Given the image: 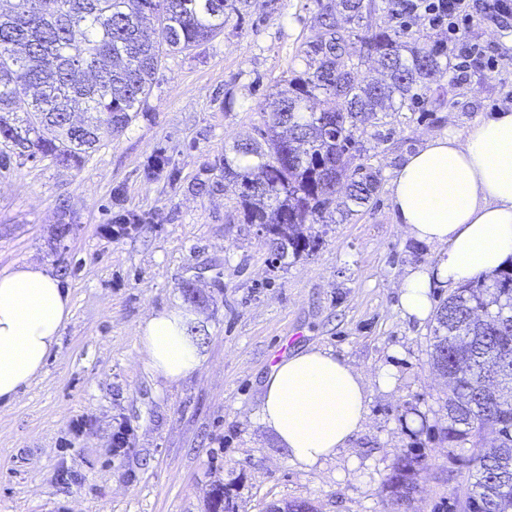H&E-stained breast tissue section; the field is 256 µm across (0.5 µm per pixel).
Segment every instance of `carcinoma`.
<instances>
[{
    "mask_svg": "<svg viewBox=\"0 0 512 512\" xmlns=\"http://www.w3.org/2000/svg\"><path fill=\"white\" fill-rule=\"evenodd\" d=\"M251 0H0V170L19 159L81 165L102 138L120 134L153 88L163 59L224 32ZM375 0H327L301 46L307 68L272 95L258 138L233 143L221 178L235 186L244 222L268 230L279 260L314 247L307 230L345 198V214L377 194L356 133L380 112H410L443 74L447 47L420 46L406 30L363 25ZM361 44L359 55L347 42ZM372 60L388 76L361 73ZM432 367L448 388L450 443H471L474 472L448 512H512V267L462 283L435 314ZM405 457L390 483V512L412 500Z\"/></svg>",
    "mask_w": 512,
    "mask_h": 512,
    "instance_id": "obj_1",
    "label": "carcinoma"
}]
</instances>
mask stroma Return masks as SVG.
<instances>
[{
	"label": "stroma",
	"instance_id": "35a3bbf8",
	"mask_svg": "<svg viewBox=\"0 0 512 512\" xmlns=\"http://www.w3.org/2000/svg\"><path fill=\"white\" fill-rule=\"evenodd\" d=\"M319 11L318 0H253L245 20L166 56L138 116L79 168L26 160L0 173V272L38 261L72 296L43 374L0 406V512H211L219 484L234 512L292 500L316 512H388L406 456L421 459L408 512H443L462 497L472 450L444 437L434 321L405 317L398 300L407 270L433 265L444 248L396 224L389 195L395 169L428 139L512 107V27L475 22L468 36L495 68H447L428 103L367 125L359 159L379 192L355 215L315 225L312 250L276 262L234 186L207 195L196 182L225 146L256 136L270 95L304 70L299 49ZM160 150L169 169L147 179ZM119 212L140 222L113 237ZM173 308L191 314L204 355L177 381L151 371L138 338L150 314ZM312 346L362 373L367 414L347 447L301 470L259 422L261 385L270 366ZM386 367L387 389L376 381ZM120 424L130 436L116 453Z\"/></svg>",
	"mask_w": 512,
	"mask_h": 512
}]
</instances>
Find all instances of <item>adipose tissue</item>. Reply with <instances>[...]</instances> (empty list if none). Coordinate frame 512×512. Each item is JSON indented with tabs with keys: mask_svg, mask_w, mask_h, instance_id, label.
Here are the masks:
<instances>
[{
	"mask_svg": "<svg viewBox=\"0 0 512 512\" xmlns=\"http://www.w3.org/2000/svg\"><path fill=\"white\" fill-rule=\"evenodd\" d=\"M390 205L411 237L447 248L436 265L411 270L399 285L404 315L423 320L434 284L454 287L512 260V108L407 156L394 173ZM71 313L69 290L46 265L0 273V403L14 402L43 373ZM188 319L164 310L138 329L147 365L171 381L203 361ZM366 413L360 373L325 349L281 360L263 383L260 422L305 470L346 447Z\"/></svg>",
	"mask_w": 512,
	"mask_h": 512,
	"instance_id": "ef3b65f1",
	"label": "adipose tissue"
}]
</instances>
